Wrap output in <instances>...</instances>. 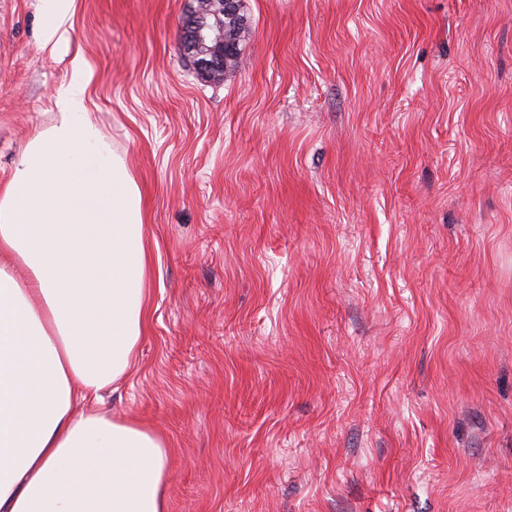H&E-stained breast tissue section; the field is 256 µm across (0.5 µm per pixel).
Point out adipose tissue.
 Here are the masks:
<instances>
[{
    "label": "adipose tissue",
    "mask_w": 512,
    "mask_h": 512,
    "mask_svg": "<svg viewBox=\"0 0 512 512\" xmlns=\"http://www.w3.org/2000/svg\"><path fill=\"white\" fill-rule=\"evenodd\" d=\"M59 110L0 188V512H169L168 443L100 407L145 332L142 194L77 87Z\"/></svg>",
    "instance_id": "adipose-tissue-1"
}]
</instances>
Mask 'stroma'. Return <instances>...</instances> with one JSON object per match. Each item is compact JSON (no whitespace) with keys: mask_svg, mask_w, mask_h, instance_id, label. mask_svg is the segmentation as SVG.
<instances>
[{"mask_svg":"<svg viewBox=\"0 0 512 512\" xmlns=\"http://www.w3.org/2000/svg\"><path fill=\"white\" fill-rule=\"evenodd\" d=\"M184 8L0 0V185L78 57L143 192L170 512H512V0H244L221 82ZM74 0H43L42 10L48 19L43 29L45 44L57 45L64 40L67 32L65 24L70 16Z\"/></svg>","mask_w":512,"mask_h":512,"instance_id":"stroma-1","label":"stroma"}]
</instances>
